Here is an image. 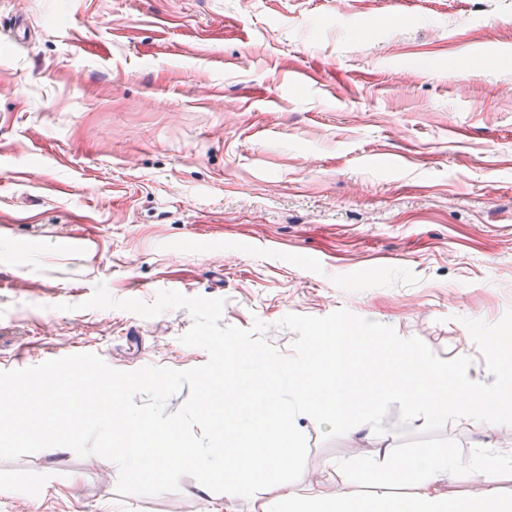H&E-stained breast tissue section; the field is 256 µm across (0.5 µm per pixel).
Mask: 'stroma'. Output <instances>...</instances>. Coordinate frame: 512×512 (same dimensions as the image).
Here are the masks:
<instances>
[{
  "label": "stroma",
  "mask_w": 512,
  "mask_h": 512,
  "mask_svg": "<svg viewBox=\"0 0 512 512\" xmlns=\"http://www.w3.org/2000/svg\"><path fill=\"white\" fill-rule=\"evenodd\" d=\"M2 224L27 261L0 260V371L19 348L206 362L187 310L84 308L102 283L224 299L221 326L262 320L285 356L283 316L345 309L493 383L462 320L512 308V0H0ZM374 417L399 454L452 450L459 493L474 440L512 442V419L428 423L400 398ZM296 446L310 469L352 461L315 417ZM72 471L80 497L0 512H206L96 455L0 460V483Z\"/></svg>",
  "instance_id": "1"
}]
</instances>
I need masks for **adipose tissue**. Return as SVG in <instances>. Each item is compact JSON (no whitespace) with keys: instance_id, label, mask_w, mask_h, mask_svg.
I'll return each instance as SVG.
<instances>
[{"instance_id":"adipose-tissue-1","label":"adipose tissue","mask_w":512,"mask_h":512,"mask_svg":"<svg viewBox=\"0 0 512 512\" xmlns=\"http://www.w3.org/2000/svg\"><path fill=\"white\" fill-rule=\"evenodd\" d=\"M314 356L279 363L256 352L240 353L232 341L224 343V370L234 383L223 399L204 395L195 408L210 419L226 439L238 447L216 456L210 448L184 447L172 424L134 415L120 400L102 404L99 413L108 431L123 442L113 452L110 467L131 473L145 494L158 496L183 492L179 474L188 462L206 466L223 479L224 495L215 497L209 483L195 485L193 495L209 505V512H237L236 502L251 493L256 483L277 485L285 473L301 472L305 487L285 492L265 502L261 512H512V493L501 487L503 465L512 451L494 441H478L479 461L470 474V487L460 496L446 487L445 479L456 464L455 456L436 448H420L395 458L391 448L372 451L355 448L361 467L349 470L336 464L340 477L330 481L319 472L302 471L295 448L298 418L319 417L348 438L366 429L371 418L351 370L354 346L369 347V338H352L339 331H319L311 336ZM397 368V378L381 390V397H400L434 422L464 418L492 424L512 418V352L500 358L499 384L475 385L466 375L428 361L404 343L392 341L381 349ZM288 389L294 408L277 409L274 394ZM387 461L391 475L411 483L405 496L367 495L354 492L357 484L379 478L375 460Z\"/></svg>"}]
</instances>
